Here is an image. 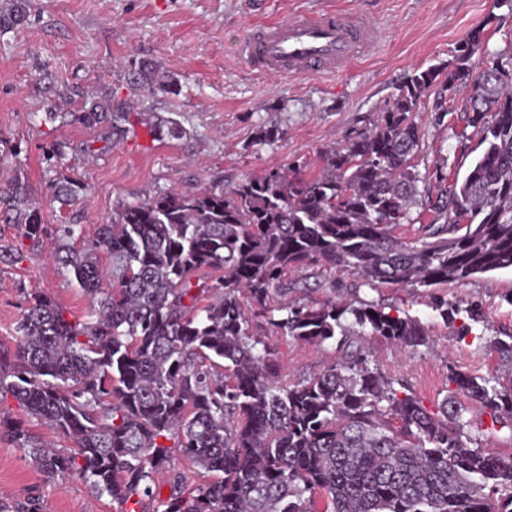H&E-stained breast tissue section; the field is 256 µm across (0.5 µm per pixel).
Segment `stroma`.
<instances>
[{"mask_svg":"<svg viewBox=\"0 0 512 512\" xmlns=\"http://www.w3.org/2000/svg\"><path fill=\"white\" fill-rule=\"evenodd\" d=\"M324 9L366 17L378 42L345 72L263 77L239 57L238 42L258 22L284 20ZM0 189L13 179L29 185V197L44 224H78L79 246L95 249L99 263L112 259L97 245L100 225L111 223L122 204L174 188L216 184L290 168L319 172L323 157L345 140L373 127L378 115L414 71L444 67L474 28H482L487 53L512 56V6L496 0H0ZM174 73L171 87H144L141 65ZM124 107L128 119L113 129L109 116L85 119L90 98ZM464 93L432 87L413 119L421 132L411 162L420 174L444 165L462 176L478 154L476 131L467 123ZM162 116L175 134H155ZM276 127L271 142L260 129ZM72 183L77 199L60 206L58 182ZM0 346L13 348L15 327L29 291L51 296L68 320H82L90 301L53 256V239L34 246L19 225L0 221ZM332 272L294 269L285 280L289 298L308 303L330 297ZM512 272L487 274L462 283L411 290L383 284L361 288L360 298L385 304L394 316L419 320L430 342L414 349L383 341L370 356L383 375L402 380L429 410L453 395L449 368L491 383L512 381V362L492 352L494 338L512 335ZM445 297L463 312L450 324L431 307ZM483 309L482 321L465 314ZM259 333L273 345L282 374L298 380L318 374L331 347L281 336L270 326ZM469 433L486 450L512 456V428L492 424L488 413L469 405ZM40 512H112L109 497H97L80 477L57 482L26 462L10 436L0 435V497Z\"/></svg>","mask_w":512,"mask_h":512,"instance_id":"35a3bbf8","label":"stroma"}]
</instances>
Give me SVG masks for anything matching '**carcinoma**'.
Segmentation results:
<instances>
[{
	"label": "carcinoma",
	"instance_id": "cac0c4a2",
	"mask_svg": "<svg viewBox=\"0 0 512 512\" xmlns=\"http://www.w3.org/2000/svg\"><path fill=\"white\" fill-rule=\"evenodd\" d=\"M483 50L474 31L442 90L462 87L482 151L462 178L438 167L422 177L410 160L412 119L440 72L410 75L374 126L325 155L320 174L279 169L220 186L171 189L120 206L100 226L112 258L73 245L80 225L54 229L59 263L92 299L88 319L70 321L46 293L28 294L14 350L0 349V396L65 434L60 453L22 423L0 419L24 458L53 479L81 477L126 512H512V457L473 446L462 408L443 399L429 411L399 395L369 359V342L429 344L423 324L373 301L315 305L288 299L291 269L322 266L352 277L350 289L379 284L432 288L512 270V78L504 63L475 71ZM151 83L175 77L142 68ZM437 194H432L431 183ZM433 213L420 242L392 235ZM0 203L23 236H49L28 188L16 179ZM204 273L210 285L194 283ZM262 319L297 341L336 343L317 375L281 381L275 349L253 333ZM457 392L512 422V385L449 370ZM207 480L166 499L154 475L172 452Z\"/></svg>",
	"mask_w": 512,
	"mask_h": 512
}]
</instances>
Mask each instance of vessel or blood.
Segmentation results:
<instances>
[{"instance_id": "vessel-or-blood-1", "label": "vessel or blood", "mask_w": 512, "mask_h": 512, "mask_svg": "<svg viewBox=\"0 0 512 512\" xmlns=\"http://www.w3.org/2000/svg\"><path fill=\"white\" fill-rule=\"evenodd\" d=\"M377 36L375 26L362 16L326 10L256 25L237 51L263 75H332L344 72Z\"/></svg>"}]
</instances>
